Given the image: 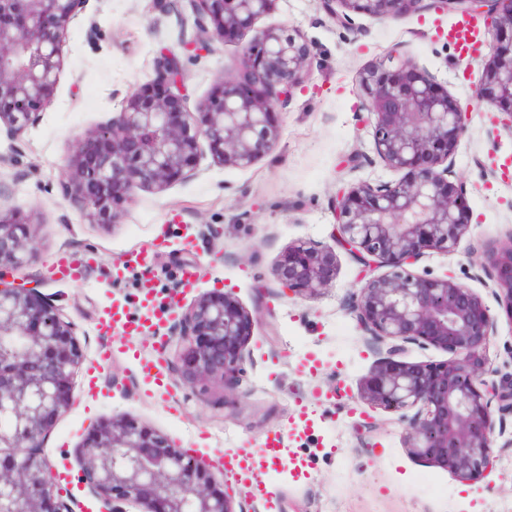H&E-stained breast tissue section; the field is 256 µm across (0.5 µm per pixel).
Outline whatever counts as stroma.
I'll use <instances>...</instances> for the list:
<instances>
[{
    "mask_svg": "<svg viewBox=\"0 0 512 512\" xmlns=\"http://www.w3.org/2000/svg\"><path fill=\"white\" fill-rule=\"evenodd\" d=\"M454 20L432 11L397 21L360 16L346 30L317 0H277L259 26L299 30L314 49L307 80L273 116L280 128L275 149L248 168L203 153L198 176L161 192L138 191L116 221L104 223L62 197L61 168L74 137L115 117L126 97L153 78L164 48L180 57L183 107L196 111L216 78L235 65L242 44L188 49L196 32L188 0H90L70 26L54 105L20 140L0 136V210L39 225L35 254L11 276L74 321L86 354L74 402L44 441L66 487L76 488L82 512L99 509L76 487L75 450L92 426L112 416L145 424L206 460L222 453L259 456L267 435L281 433L283 457L267 465L265 490L215 470L217 481L237 491L234 512H512V447L500 452L481 485H466L410 453L399 414L358 401L362 378L385 355L347 309L359 286L358 264L337 251L332 283L315 297L282 295L275 275L291 245H333L339 190L402 177L374 151L359 85L363 69L396 49L459 99L481 82V59L461 58L446 39ZM498 117L492 107L475 110L455 157L469 232L455 252L427 253L413 270L451 276L482 297L498 320L488 356L508 372L512 324L496 283L482 270L486 245L512 234V131ZM350 158L359 160L358 168L347 167ZM147 245L155 248L151 268L115 277L127 252ZM65 255L80 261L78 279L51 276ZM193 262L199 278L183 304L228 292L262 322L247 346L239 385L228 390L217 378L191 383L169 370L162 384L139 380L138 358L173 356L172 347L144 334L130 337L127 352L101 360L108 343L97 331L101 311L117 303L130 318H141L147 277L158 301L155 315L165 317L163 300Z\"/></svg>",
    "mask_w": 512,
    "mask_h": 512,
    "instance_id": "obj_1",
    "label": "stroma"
}]
</instances>
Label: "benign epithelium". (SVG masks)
Listing matches in <instances>:
<instances>
[{"label":"benign epithelium","mask_w":512,"mask_h":512,"mask_svg":"<svg viewBox=\"0 0 512 512\" xmlns=\"http://www.w3.org/2000/svg\"><path fill=\"white\" fill-rule=\"evenodd\" d=\"M89 0H0V127L14 139L37 124L55 98L69 25ZM195 41L237 40L276 0H190ZM351 30L358 16L398 20L435 11L484 21L488 53L479 103L495 106L512 127V0H319ZM312 46L284 26L258 29L242 50L241 72L227 71L198 111L182 108L184 74L166 50L148 86L130 94L111 123L74 138L62 168L64 199L99 218L199 172L202 144L225 165L247 168L276 146L271 113L287 104L309 74ZM374 150L405 172L397 182L360 181L336 195L335 242L361 265L348 310L386 356L363 378L359 397L400 413L407 448L466 484L482 482L498 452L512 447V372L487 356L497 320L480 295L446 275L409 270L427 252L452 253L469 232L464 182L454 156L467 130V106L427 70L392 53L360 76ZM37 227L0 214V512H76L61 495L43 453L55 419L73 399L85 354L76 326L34 288L4 280L35 251ZM336 266L330 246L299 242L277 269L283 288L314 296ZM388 272L375 275V267ZM483 269L500 287L512 322V235L486 251ZM260 319L229 293L181 308L169 329L175 371L185 380L243 373L250 329ZM448 353L439 364L398 360L407 346ZM502 445H497L500 438ZM78 482L102 512H234L229 488L209 465L148 427L114 417L100 421L79 449Z\"/></svg>","instance_id":"benign-epithelium-1"}]
</instances>
